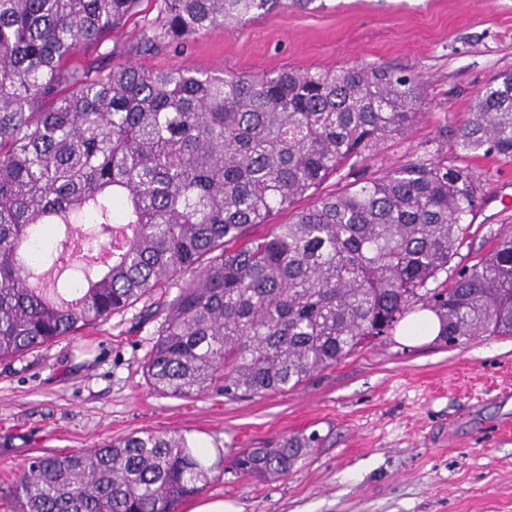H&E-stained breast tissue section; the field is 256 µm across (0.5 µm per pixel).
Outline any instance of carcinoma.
I'll return each mask as SVG.
<instances>
[{
    "instance_id": "obj_1",
    "label": "carcinoma",
    "mask_w": 512,
    "mask_h": 512,
    "mask_svg": "<svg viewBox=\"0 0 512 512\" xmlns=\"http://www.w3.org/2000/svg\"><path fill=\"white\" fill-rule=\"evenodd\" d=\"M142 2L0 0V360L78 336L163 288L177 292L145 373L177 399L292 390L418 304L448 345L512 336V236L451 266L481 200L471 169L418 157L377 176L359 170L411 130L416 79L371 64L250 75L69 65ZM155 2L146 49L285 4ZM456 145L512 161V73L484 88ZM333 175L347 182L320 193ZM306 197L291 221L267 223ZM84 236L124 249L82 278L47 280ZM317 442L246 448L230 468L286 476ZM195 447L180 432H136L37 456L9 490L10 512H178L220 467Z\"/></svg>"
}]
</instances>
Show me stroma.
<instances>
[{"instance_id": "1", "label": "stroma", "mask_w": 512, "mask_h": 512, "mask_svg": "<svg viewBox=\"0 0 512 512\" xmlns=\"http://www.w3.org/2000/svg\"><path fill=\"white\" fill-rule=\"evenodd\" d=\"M141 16L72 65L134 62L217 74L283 68L389 66L416 75L425 104L408 135L382 142L367 174L429 155L471 167L492 202L474 223L464 262L512 232V162L462 153L455 130L476 92L512 72V0H313L198 36L142 49ZM160 294L80 336L0 362V489L45 453L91 448L136 431H178L233 457L284 436L320 444L287 476L257 481L215 471L207 497L241 512H512V336L454 346L382 336L295 389L231 400L206 391L155 393L144 364L161 322Z\"/></svg>"}]
</instances>
